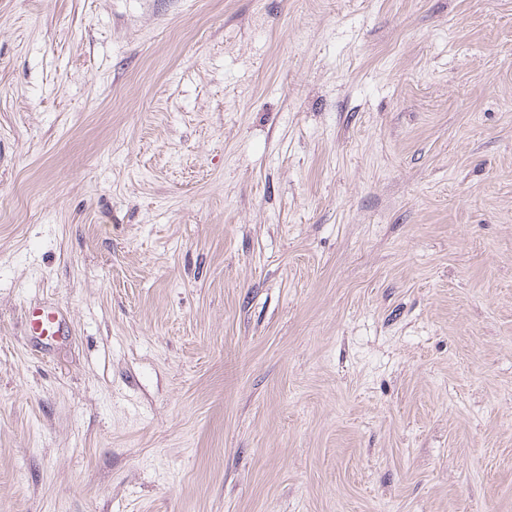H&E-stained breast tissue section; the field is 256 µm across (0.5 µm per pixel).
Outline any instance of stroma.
<instances>
[{"label":"stroma","mask_w":512,"mask_h":512,"mask_svg":"<svg viewBox=\"0 0 512 512\" xmlns=\"http://www.w3.org/2000/svg\"><path fill=\"white\" fill-rule=\"evenodd\" d=\"M0 512H512V0H0Z\"/></svg>","instance_id":"obj_1"}]
</instances>
